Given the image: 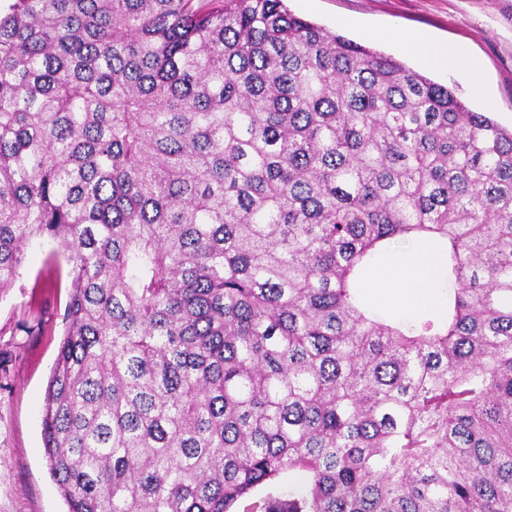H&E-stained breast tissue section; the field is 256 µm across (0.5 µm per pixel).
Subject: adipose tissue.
Segmentation results:
<instances>
[{"label":"adipose tissue","mask_w":512,"mask_h":512,"mask_svg":"<svg viewBox=\"0 0 512 512\" xmlns=\"http://www.w3.org/2000/svg\"><path fill=\"white\" fill-rule=\"evenodd\" d=\"M387 39L395 42L401 49L417 56L426 66L441 65L461 68L473 89L484 97H491L492 91L483 81L478 65L472 61L466 49L458 44H441L424 36H410L394 29L385 30ZM430 262L416 258L405 263L390 262L385 266L386 278L407 286V298L402 310L431 301L434 296V283L428 270Z\"/></svg>","instance_id":"obj_1"}]
</instances>
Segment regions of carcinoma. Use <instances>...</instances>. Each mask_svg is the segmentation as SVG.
I'll use <instances>...</instances> for the list:
<instances>
[{
  "label": "carcinoma",
  "instance_id": "carcinoma-1",
  "mask_svg": "<svg viewBox=\"0 0 512 512\" xmlns=\"http://www.w3.org/2000/svg\"><path fill=\"white\" fill-rule=\"evenodd\" d=\"M36 238L68 512H512V130L447 86L284 0H13L0 291ZM406 243L414 322L364 294ZM414 254L425 255L427 257L433 258L435 260L434 268L436 267V257L434 251L427 250L419 245H415L408 248L390 251L388 254H385V256L379 258L368 271L367 280L372 288L366 289V298L382 315L387 317L399 316L406 320H414L420 315L422 311L420 308L422 306L415 308L408 315L401 316L399 311L393 306L394 295L392 288H389L387 282L382 280V266L385 262L393 258L403 260L406 257H411ZM429 267L430 261L425 258H415L406 263L389 262L385 265L384 275L387 279L408 286L407 298L400 306L401 311L433 299L434 283L428 273Z\"/></svg>",
  "mask_w": 512,
  "mask_h": 512
}]
</instances>
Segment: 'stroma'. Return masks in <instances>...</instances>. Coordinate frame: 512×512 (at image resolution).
I'll return each instance as SVG.
<instances>
[{
	"label": "stroma",
	"instance_id": "35a3bbf8",
	"mask_svg": "<svg viewBox=\"0 0 512 512\" xmlns=\"http://www.w3.org/2000/svg\"><path fill=\"white\" fill-rule=\"evenodd\" d=\"M296 15L396 57L379 31L397 28L463 44L493 90L477 96L460 73L424 68L472 109L512 127V0H287ZM68 267L56 245L37 239L12 288L0 293V512H67L44 457L41 415L70 301Z\"/></svg>",
	"mask_w": 512,
	"mask_h": 512
}]
</instances>
